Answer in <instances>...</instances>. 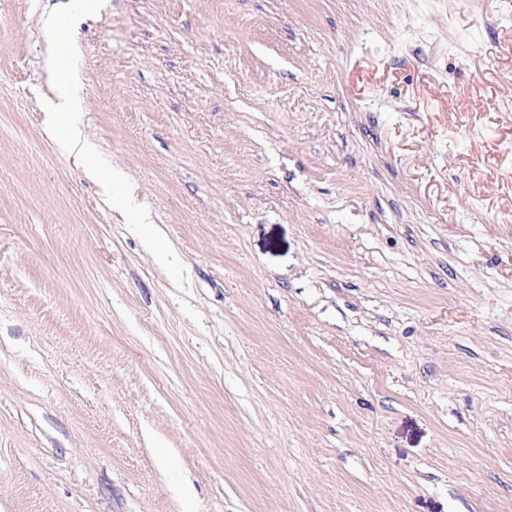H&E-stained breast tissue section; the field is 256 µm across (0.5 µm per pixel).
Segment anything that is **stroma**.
Returning <instances> with one entry per match:
<instances>
[{"label": "stroma", "mask_w": 512, "mask_h": 512, "mask_svg": "<svg viewBox=\"0 0 512 512\" xmlns=\"http://www.w3.org/2000/svg\"><path fill=\"white\" fill-rule=\"evenodd\" d=\"M80 2L0 0V512H512V0ZM69 33L68 17L65 14H57L48 20L47 36L53 47L55 71L59 67V57L63 43ZM77 110L78 105L70 82L61 72L56 80V101L49 104V113L63 128L64 142L72 149L79 148L81 140V132L77 125Z\"/></svg>", "instance_id": "35a3bbf8"}]
</instances>
